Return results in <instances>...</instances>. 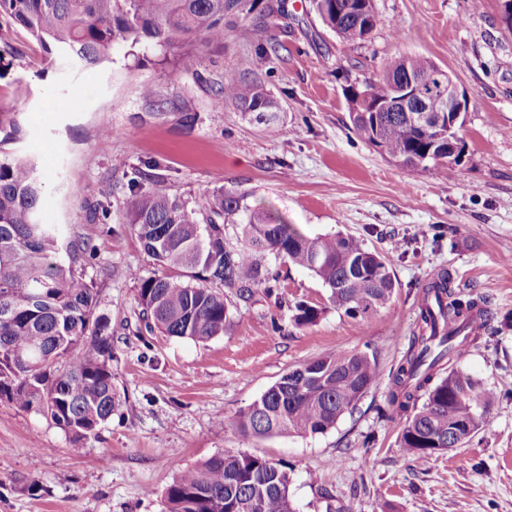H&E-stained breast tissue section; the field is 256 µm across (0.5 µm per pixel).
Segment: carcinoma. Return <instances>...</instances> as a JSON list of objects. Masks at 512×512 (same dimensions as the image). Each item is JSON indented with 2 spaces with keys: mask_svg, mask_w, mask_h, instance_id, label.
I'll return each mask as SVG.
<instances>
[{
  "mask_svg": "<svg viewBox=\"0 0 512 512\" xmlns=\"http://www.w3.org/2000/svg\"><path fill=\"white\" fill-rule=\"evenodd\" d=\"M323 24L344 43L367 39L378 25L356 0H311ZM254 0H0L8 15L39 42L50 62L80 70L103 65L116 49L167 50L198 40L224 41V18H247ZM410 75L443 107L438 70L427 58L393 60L383 77L366 85L373 101L394 99L392 82ZM250 119L272 130L276 99L258 83L224 73L217 89ZM358 135L378 136L385 154L434 162L435 134L394 110L377 122L353 119ZM44 186L36 164L0 148V402L37 407L71 434L73 451L111 417L120 402L112 385V326L97 313L93 285L74 268L87 247L64 242L38 214ZM123 209L144 250L160 270L138 278L137 305L144 328L194 341L224 333L230 299L247 302L255 290L281 287L270 259L311 271L329 300L345 313L365 316L386 307L395 283L388 265L363 241L340 232L309 237L254 206L246 192H220L203 205L172 193L155 176L144 190L130 181ZM295 320L309 324L319 309L295 305ZM490 321L484 302L456 296L447 273L420 292L419 333L389 373L388 405L407 414L400 447L424 464L467 444L484 426L497 394L456 368L440 372L457 340L472 337L470 320ZM379 377L377 357L362 351L329 353L282 375L259 399L226 422L245 437L324 434L351 412ZM290 475L258 455L226 451L184 471L167 489L164 512H294Z\"/></svg>",
  "mask_w": 512,
  "mask_h": 512,
  "instance_id": "1",
  "label": "carcinoma"
}]
</instances>
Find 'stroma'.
<instances>
[{"instance_id":"obj_1","label":"stroma","mask_w":512,"mask_h":512,"mask_svg":"<svg viewBox=\"0 0 512 512\" xmlns=\"http://www.w3.org/2000/svg\"><path fill=\"white\" fill-rule=\"evenodd\" d=\"M380 23L346 44L310 0H282L226 18L224 40L169 52L118 51L97 70L51 65L42 46L0 16V128L33 157L45 190L42 223L92 246L77 270L112 323L111 420L72 439L37 410L0 403V512H162L180 474L227 450L288 467L296 512H512V31L499 0H373ZM420 55L468 98L459 163L408 168L355 132L350 93L395 58ZM256 80L280 105L274 132L232 103L215 107L225 72ZM153 85L158 103L141 95ZM174 194L204 203L248 191L304 234L341 232L378 253L395 276L391 302L353 317L310 271L278 265L279 296L257 290L231 306L205 342L138 335L137 279L156 272L122 208L146 164ZM99 189L110 220H93L71 190ZM448 270L478 295L489 331L454 368L492 388L487 425L466 447L419 464L399 446L404 420L388 379L417 327L419 290ZM321 310L295 324L294 304ZM337 351L375 353L381 377L353 413L316 435L245 438L227 427L289 369Z\"/></svg>"}]
</instances>
